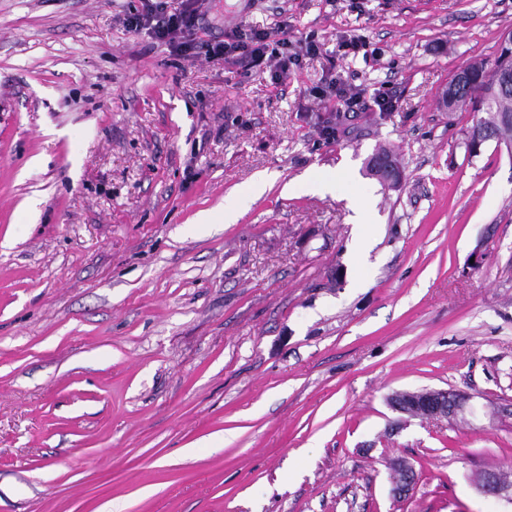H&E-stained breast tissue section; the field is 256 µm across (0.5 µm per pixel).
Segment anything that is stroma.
<instances>
[{"label":"stroma","mask_w":512,"mask_h":512,"mask_svg":"<svg viewBox=\"0 0 512 512\" xmlns=\"http://www.w3.org/2000/svg\"><path fill=\"white\" fill-rule=\"evenodd\" d=\"M140 9L0 0V512H512V156L439 105L512 0H202L319 45L279 86ZM334 67L397 111L326 140ZM422 388L475 412L396 429ZM389 466L391 470L393 494L399 497H405L415 487V470L402 458L392 459ZM478 484L484 494L494 497H507L512 501V485L504 482L495 470L483 472Z\"/></svg>","instance_id":"35a3bbf8"}]
</instances>
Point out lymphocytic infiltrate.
<instances>
[{"mask_svg":"<svg viewBox=\"0 0 512 512\" xmlns=\"http://www.w3.org/2000/svg\"><path fill=\"white\" fill-rule=\"evenodd\" d=\"M199 0H180L178 7L168 8L166 0H145L141 12L125 20L128 31H148L156 40L167 43L174 51L190 54L195 49H205L209 59L223 60L238 57L240 63L257 67L271 61L272 84L284 83L291 67L299 65L303 55L317 52L314 42L301 43L288 39L287 22H280L272 30H252L236 26L220 40H201L202 15ZM319 100L329 118L322 129L326 139L336 137L337 122L349 119L359 112H392L398 100L386 92L372 95L351 84L340 73L329 74L319 92Z\"/></svg>","mask_w":512,"mask_h":512,"instance_id":"obj_1","label":"lymphocytic infiltrate"}]
</instances>
